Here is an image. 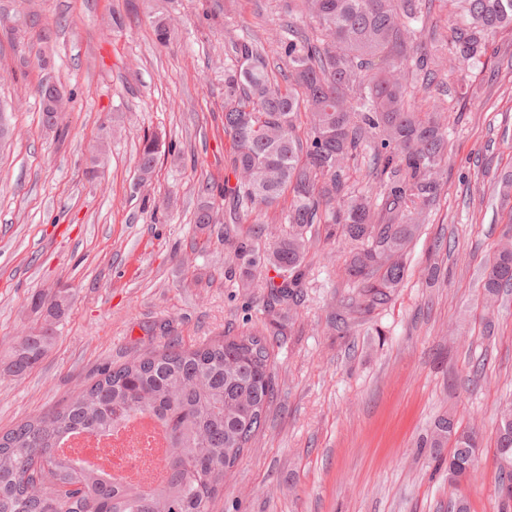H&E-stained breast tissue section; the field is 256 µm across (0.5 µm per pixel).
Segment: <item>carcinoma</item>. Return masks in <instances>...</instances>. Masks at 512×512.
I'll list each match as a JSON object with an SVG mask.
<instances>
[{"mask_svg":"<svg viewBox=\"0 0 512 512\" xmlns=\"http://www.w3.org/2000/svg\"><path fill=\"white\" fill-rule=\"evenodd\" d=\"M456 23L447 44L425 47L418 24L425 0H301V16L317 24L312 40L296 22L280 38L291 68L288 83L271 82L263 47L250 38L232 42L224 64V133L233 143L228 167L235 186L224 184L233 224L243 206H271L290 194L288 235L264 255L250 234L224 243L237 287L264 289L262 302L275 321L298 306L311 246L308 228L326 227L325 238L350 247L348 274L367 281L371 302L406 273L404 256L426 223L440 189L448 140L436 112H415L407 96L413 81L430 85L444 51L470 66L485 55L488 36L512 29V0H452ZM42 118L58 126L65 101L41 97ZM310 115L306 139L296 134L300 113ZM158 139L146 137L140 172L158 161ZM367 146L378 197L355 190L347 173ZM197 224H217L214 202L200 203ZM275 275L256 280L257 266ZM512 286V237L501 241L486 267L484 299L495 303ZM43 321L18 337L4 371L22 376L47 354L66 295L38 296ZM270 351L264 332L226 336L185 349L170 341L142 357L109 367L67 404L0 434V512H211L224 479L263 426L274 398ZM139 416L162 431L166 449L156 483L118 478L80 459L74 438H104ZM495 449H512V402L497 408ZM451 444L448 471L472 475L480 450L476 432L443 418L423 440L428 448ZM512 474L498 472L501 512H512L504 494Z\"/></svg>","mask_w":512,"mask_h":512,"instance_id":"obj_1","label":"carcinoma"}]
</instances>
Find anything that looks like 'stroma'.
<instances>
[{"instance_id":"1","label":"stroma","mask_w":512,"mask_h":512,"mask_svg":"<svg viewBox=\"0 0 512 512\" xmlns=\"http://www.w3.org/2000/svg\"><path fill=\"white\" fill-rule=\"evenodd\" d=\"M299 0H0V361L40 317L39 294L69 295L46 356L25 375L0 371V433L63 405L117 366L168 340L196 347L268 333L276 396L212 512H499L493 457L498 406L512 400V288L483 303L485 262L512 230L502 178L512 174V31L483 63L445 54L419 111L441 112L446 175L406 257L408 276L370 304L345 255L313 225L303 296L271 323L259 293L228 276L224 227L201 226V201L223 205L232 150L224 134L230 40L256 39L272 79L278 41ZM175 29L160 44L154 22ZM74 100L43 125L38 89ZM157 135L155 173L137 167ZM107 142L98 180L89 143ZM287 200L240 210L268 251L287 234ZM438 281H429L430 265ZM455 415L481 441L477 476L448 483V451L421 441Z\"/></svg>"}]
</instances>
